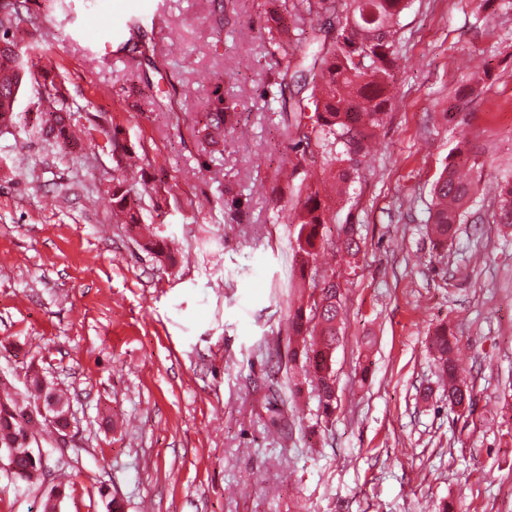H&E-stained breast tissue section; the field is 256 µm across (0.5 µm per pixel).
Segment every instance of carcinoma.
<instances>
[{"mask_svg":"<svg viewBox=\"0 0 512 512\" xmlns=\"http://www.w3.org/2000/svg\"><path fill=\"white\" fill-rule=\"evenodd\" d=\"M33 2L8 0L9 10L0 7V127H11L20 133L26 132V127L16 124L15 108L19 93L32 73L26 69L22 55L14 52L13 36L24 23L33 27L39 24ZM408 7L409 0H282L281 11L274 17L277 32L297 31L301 35L307 26L323 16H335L343 21L337 35L325 36L311 54L314 84L307 102H298V108L304 112L314 107L316 120L309 129H296L293 144L297 150L316 140L326 153L327 162L337 166L333 180L338 187L351 181L357 172L344 135L355 133L358 152H364L369 141L376 137V130L390 105L400 47V18ZM40 102L46 103L43 113L48 119L42 132L47 140L71 153L80 154L88 147L112 152V176L107 187V193L112 196V210L123 223L140 225L138 210L143 191L129 176L132 164L126 147L110 136L101 144L90 129L85 132V138L75 137L73 113L60 90L40 98ZM232 117L234 113L231 107L224 105V96L216 95L207 113L204 142L218 144L224 135L225 121ZM478 166V152L465 145L459 148L435 182L427 229L437 243L452 238L457 233V225L463 222L476 191V183L467 173ZM320 197L319 187L307 186L306 196L294 215V223L299 225L296 262L302 276L311 277V292L307 301L289 316V326L298 336L305 331L309 333L303 372L317 391L320 417L317 425L325 431L333 422L338 406L333 363L344 294L340 284L332 280L336 269H330L328 274L319 273V252L330 246L323 234L329 216ZM498 197V223L512 226V181L499 186ZM341 231L344 252L356 258L360 252L356 225L343 224ZM457 348L458 338L446 327L437 329L430 338L438 371L448 383V399L465 397L471 401L473 388L463 376L464 369L456 357ZM44 392L54 394L59 403L69 405L67 393L34 367L29 368L24 393L11 390L0 381V448L12 449L14 462L20 470L18 478L28 484L44 482L41 459L31 457L34 442L66 425L61 411L57 413L58 419L49 423L41 417L35 421L28 416V409L36 406Z\"/></svg>","mask_w":512,"mask_h":512,"instance_id":"carcinoma-1","label":"carcinoma"}]
</instances>
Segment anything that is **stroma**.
I'll return each instance as SVG.
<instances>
[{"label":"stroma","instance_id":"obj_1","mask_svg":"<svg viewBox=\"0 0 512 512\" xmlns=\"http://www.w3.org/2000/svg\"><path fill=\"white\" fill-rule=\"evenodd\" d=\"M64 0L19 34L37 75L17 102L28 136L0 133V379L23 390L37 366L66 389L74 443L58 471L62 512H512V226L495 187L512 180V12L499 0H412L401 18L395 98L349 196L325 198L324 233L356 225L334 355L338 409L312 433L288 306L305 282L289 216L310 181L332 178L318 143L286 136L310 112L295 77L311 41L279 49L280 0ZM478 55L481 80L458 68ZM64 82L76 121L102 125L150 161L135 173L144 223L170 258L112 221V157L75 159L40 131L38 97ZM241 129L207 151L215 94ZM456 114L447 122L445 112ZM478 191L436 245L430 191L463 144ZM448 325L476 399L448 407L429 338ZM279 424H271L272 413ZM48 492L0 468V512H42Z\"/></svg>","mask_w":512,"mask_h":512}]
</instances>
